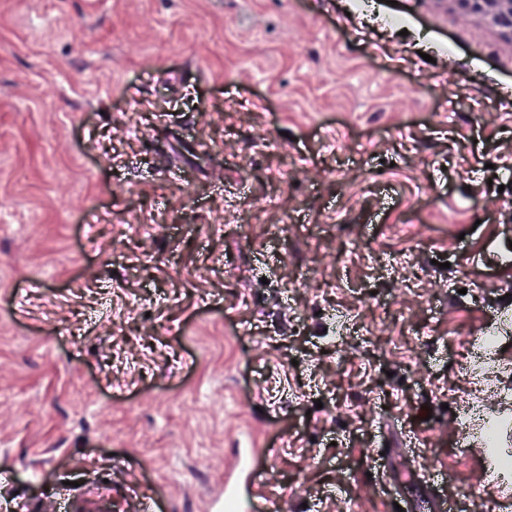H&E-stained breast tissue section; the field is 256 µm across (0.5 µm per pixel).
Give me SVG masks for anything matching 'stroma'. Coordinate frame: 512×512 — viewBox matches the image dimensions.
I'll list each match as a JSON object with an SVG mask.
<instances>
[{
  "label": "stroma",
  "mask_w": 512,
  "mask_h": 512,
  "mask_svg": "<svg viewBox=\"0 0 512 512\" xmlns=\"http://www.w3.org/2000/svg\"><path fill=\"white\" fill-rule=\"evenodd\" d=\"M375 11L0 0V512L512 493V31ZM497 344V336H485L482 349L473 357L470 365L471 374L475 380H482L487 373L490 360L496 351Z\"/></svg>",
  "instance_id": "35a3bbf8"
}]
</instances>
